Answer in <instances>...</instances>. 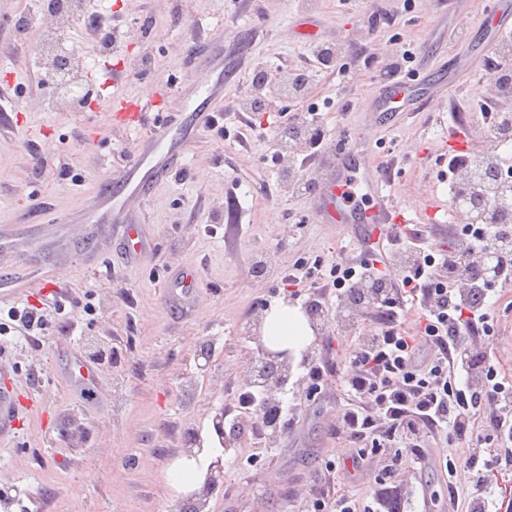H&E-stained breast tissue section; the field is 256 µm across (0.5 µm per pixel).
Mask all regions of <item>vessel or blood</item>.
I'll return each mask as SVG.
<instances>
[{"mask_svg":"<svg viewBox=\"0 0 512 512\" xmlns=\"http://www.w3.org/2000/svg\"><path fill=\"white\" fill-rule=\"evenodd\" d=\"M490 31L512 30V0H498L487 14ZM223 38H216L206 49L195 52L194 64L203 72L202 89L208 96L224 94ZM451 73L433 69L425 79L416 82L397 81L383 85L376 95V109L389 114L420 110L432 101L435 88L446 85ZM182 158L177 141L168 139L166 129H159L150 145L117 178L110 180V194L121 197L132 194L147 197L151 184L164 180ZM322 193L315 207L329 224H390L394 218L387 208L388 196L379 178L350 153L342 149L336 155V167L322 181Z\"/></svg>","mask_w":512,"mask_h":512,"instance_id":"b4317fda","label":"vessel or blood"}]
</instances>
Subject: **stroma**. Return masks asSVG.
<instances>
[{"label": "stroma", "instance_id": "35a3bbf8", "mask_svg": "<svg viewBox=\"0 0 512 512\" xmlns=\"http://www.w3.org/2000/svg\"><path fill=\"white\" fill-rule=\"evenodd\" d=\"M33 0H0V95L9 99L0 122V319L13 307L42 311L47 328L39 343L0 335V386L13 392L15 428L0 436V512H182L184 493L171 489L170 466L188 440L212 432L218 408L237 415L235 396L256 345L248 327L276 300L304 307L320 302L325 329L314 358L329 364L318 396L306 389L307 364L295 359L282 396L296 428L264 445L246 431L224 454V480L209 499V512H307L313 492L335 498L349 491L368 497L380 465L370 462L354 477L340 474L352 444L333 426L345 396L341 377L356 338L372 332L371 315L348 321L330 288L307 283L284 290L277 272L363 258L360 224H326L311 197L293 193L287 164L271 161L282 117L295 103L275 100L264 112L262 136L241 144L232 133L238 114L224 111L225 136L199 126L182 139L184 170L146 199H127L110 220L86 215L109 173L121 172L151 138L159 122L203 105L200 76L184 58L188 43L223 36L224 99L240 97L253 59L267 69L305 60L322 40L338 43L332 67L317 72L309 97L330 136L345 132L353 149L384 181L389 205L403 213L408 237L444 249L455 229L452 199L440 173L451 154H479L486 143L479 102L489 91L487 53L473 44L449 52L448 35L466 28L477 36L494 0H82L84 18H45L20 56L4 53L14 39L18 13ZM182 25L168 21L172 5ZM125 19L111 56H94L86 84L111 65L106 95L75 112H56L45 68L28 67L40 41L63 36L73 49L89 48L94 25ZM425 48L438 67L459 61L462 74L433 95L427 109L393 120L375 110L380 82L366 63L395 44ZM156 64L140 74L127 68L143 52ZM138 103L139 124H110L111 96ZM71 158L80 181L51 171L39 180L26 172L29 149ZM138 228L141 253L123 258L129 229ZM272 260V276L253 275L257 251ZM195 275L192 292L168 291L178 273ZM498 328L489 343L503 376L512 380V285L496 295ZM209 357L199 355L201 343ZM107 351L87 365L89 381H73L89 351ZM432 452H450L453 476L421 468L408 456L400 476L402 512H465L466 500L449 507L452 489H464L461 447L443 433L426 435Z\"/></svg>", "mask_w": 512, "mask_h": 512}]
</instances>
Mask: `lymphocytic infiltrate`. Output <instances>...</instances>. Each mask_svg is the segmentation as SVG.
Listing matches in <instances>:
<instances>
[{"label":"lymphocytic infiltrate","instance_id":"lymphocytic-infiltrate-1","mask_svg":"<svg viewBox=\"0 0 512 512\" xmlns=\"http://www.w3.org/2000/svg\"><path fill=\"white\" fill-rule=\"evenodd\" d=\"M335 54L334 45L322 44L313 52L314 64L282 68V95L306 98L314 65L329 66ZM387 241L407 258L398 286H391L371 261L340 263L333 272L340 300L364 297L365 308L378 319L377 329L358 342L342 378L347 403L335 432L357 445L353 466L387 457L379 477L384 485L401 470V455L390 452L393 443L440 468L443 457H431L421 441L424 434L446 432L449 443L467 449L471 512H489L493 500L512 512V381L502 376L484 342L496 325L490 287L467 263L470 255L497 244V280L511 284L512 227L479 224L471 238L438 256L397 227ZM410 304L420 308L414 336L399 326L400 313Z\"/></svg>","mask_w":512,"mask_h":512}]
</instances>
